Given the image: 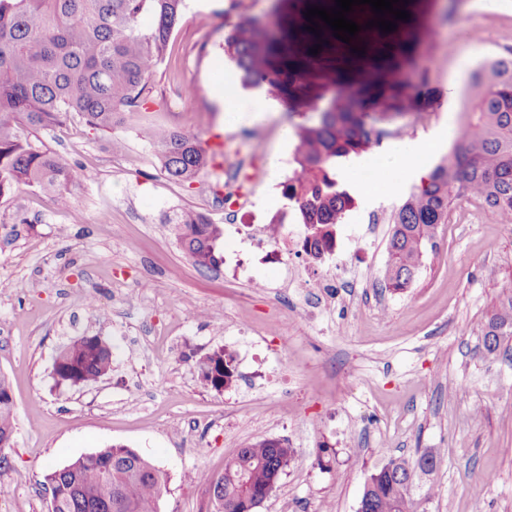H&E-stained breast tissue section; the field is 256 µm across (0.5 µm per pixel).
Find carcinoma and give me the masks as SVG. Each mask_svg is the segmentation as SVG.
I'll return each instance as SVG.
<instances>
[{"mask_svg": "<svg viewBox=\"0 0 512 512\" xmlns=\"http://www.w3.org/2000/svg\"><path fill=\"white\" fill-rule=\"evenodd\" d=\"M185 0H0V195L21 185L36 187L54 204L70 205L74 165L67 156L34 145L32 131L59 126L76 112L93 129L108 131L140 105L149 80L164 60ZM225 47L246 86L267 85L285 98L298 96L292 51L271 30L262 44L225 36ZM448 160L397 209L389 240L387 287L403 292L412 284L424 249L446 223L454 202L478 198L503 217H512V49L481 64ZM375 85L348 93L340 107L332 97L316 106V120L298 131L293 168L281 182L287 206L307 227L306 254L319 260L335 239V226L354 199L336 178V163L379 142L371 115ZM165 175L194 181L209 163L208 151L190 132L156 128L148 136ZM185 254L201 271L219 267L217 242L223 230L204 214L182 211L169 220ZM487 354L512 335V295L482 328ZM54 374L61 383H95L112 370V350L97 335L70 341L59 351ZM205 385L231 382V356L218 348L197 361ZM0 378V451L10 446L14 405ZM293 450L265 438L239 449L224 473L209 478L216 512H240L241 504L285 474ZM440 453L392 459L370 474L358 512H425L412 484L430 475ZM52 512H158L164 473L133 449L112 445L52 470L46 476Z\"/></svg>", "mask_w": 512, "mask_h": 512, "instance_id": "1", "label": "carcinoma"}]
</instances>
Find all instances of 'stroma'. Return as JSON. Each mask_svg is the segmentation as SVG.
<instances>
[{
    "label": "stroma",
    "mask_w": 512,
    "mask_h": 512,
    "mask_svg": "<svg viewBox=\"0 0 512 512\" xmlns=\"http://www.w3.org/2000/svg\"><path fill=\"white\" fill-rule=\"evenodd\" d=\"M325 0H186L149 92L108 132L70 115L41 130L44 148L69 156L78 179L66 221L38 189L0 196V376L11 387L15 431L0 463V512H48L49 469L112 445L132 448L165 475L160 512H213L208 479L257 439H284L293 459L257 512H358L369 475L393 458L437 450L428 512H512V336L503 352L483 347L481 324L512 294V221L483 204L455 201L426 248L410 288H385L399 193L356 197L336 226L346 277L330 259H304L303 278L334 276L335 299L262 335L267 313L294 309L302 289L254 264L229 283L199 271L164 219L195 210L225 225L293 217L280 184L292 168L295 132L320 98L345 102L383 55L397 59L406 88L399 107L375 109L386 142L442 126L456 145L470 67L512 48V0H407V27L380 42L340 43L306 29L307 9ZM293 43L312 41L300 72L315 80L296 115L287 110L227 128L211 79L226 72L233 26L261 37L269 20ZM163 126L221 145L219 169L190 184L169 180L147 132ZM125 143L112 150L113 139ZM252 321L255 333L238 329ZM100 335L111 372L90 386L57 383L55 358L71 339ZM234 359L224 390L207 387L196 361L215 349ZM496 474L487 484L486 474Z\"/></svg>",
    "instance_id": "35a3bbf8"
}]
</instances>
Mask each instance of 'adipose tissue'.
Listing matches in <instances>:
<instances>
[{"mask_svg": "<svg viewBox=\"0 0 512 512\" xmlns=\"http://www.w3.org/2000/svg\"><path fill=\"white\" fill-rule=\"evenodd\" d=\"M446 136V131L439 129L427 137L392 144L380 152L376 160L379 173L371 182L356 180L355 174L363 165L359 158L350 160L339 170L338 176L349 180L353 190L365 197L393 193L399 184L428 176L425 161L439 148Z\"/></svg>", "mask_w": 512, "mask_h": 512, "instance_id": "1", "label": "adipose tissue"}]
</instances>
